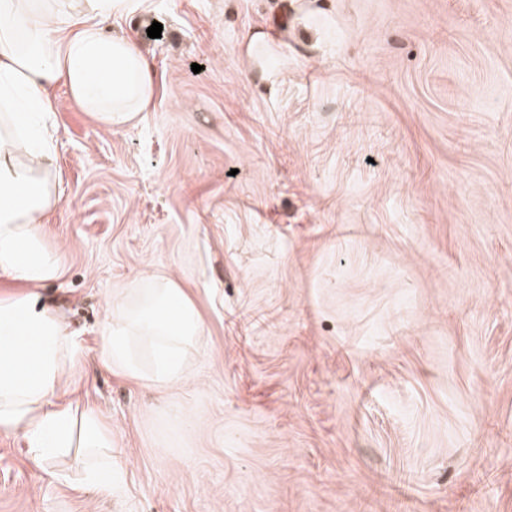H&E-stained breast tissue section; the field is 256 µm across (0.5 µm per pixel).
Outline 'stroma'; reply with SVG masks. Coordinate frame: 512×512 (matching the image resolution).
Here are the masks:
<instances>
[{"label":"stroma","instance_id":"1","mask_svg":"<svg viewBox=\"0 0 512 512\" xmlns=\"http://www.w3.org/2000/svg\"><path fill=\"white\" fill-rule=\"evenodd\" d=\"M104 31L155 89L109 129L55 86L41 294L112 484L0 433V512H512V0H142ZM150 276L203 324L168 386L104 364Z\"/></svg>","mask_w":512,"mask_h":512}]
</instances>
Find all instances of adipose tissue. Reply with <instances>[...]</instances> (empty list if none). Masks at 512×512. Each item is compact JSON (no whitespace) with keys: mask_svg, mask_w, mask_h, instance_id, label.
Returning <instances> with one entry per match:
<instances>
[{"mask_svg":"<svg viewBox=\"0 0 512 512\" xmlns=\"http://www.w3.org/2000/svg\"><path fill=\"white\" fill-rule=\"evenodd\" d=\"M136 7L135 0H0V274L21 287L0 298V433L22 432L39 469L60 449H89L95 462L87 479L102 486L112 483V432L94 408L64 399L75 340L58 306L40 293L64 274L60 251L42 230L61 200L49 91L66 85L110 128L145 111L151 67L135 42L103 27L112 13ZM200 337L193 303L173 280L158 278L112 301L105 364L140 376L145 347L151 382L171 384Z\"/></svg>","mask_w":512,"mask_h":512,"instance_id":"obj_1","label":"adipose tissue"}]
</instances>
